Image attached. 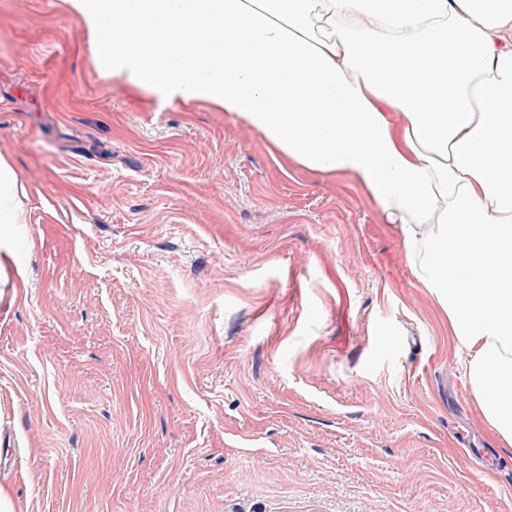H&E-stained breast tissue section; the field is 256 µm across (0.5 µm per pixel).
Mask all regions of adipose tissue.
<instances>
[{
	"mask_svg": "<svg viewBox=\"0 0 512 512\" xmlns=\"http://www.w3.org/2000/svg\"><path fill=\"white\" fill-rule=\"evenodd\" d=\"M103 72L239 115L399 227L512 447V0H66ZM0 158V261L25 234Z\"/></svg>",
	"mask_w": 512,
	"mask_h": 512,
	"instance_id": "adipose-tissue-1",
	"label": "adipose tissue"
}]
</instances>
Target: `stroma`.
Masks as SVG:
<instances>
[{"label":"stroma","mask_w":512,"mask_h":512,"mask_svg":"<svg viewBox=\"0 0 512 512\" xmlns=\"http://www.w3.org/2000/svg\"><path fill=\"white\" fill-rule=\"evenodd\" d=\"M0 302L17 512H512L396 225L231 112L102 75L64 0H0ZM25 187L6 159L0 157V276H5L3 258L10 259L16 276H24V265L17 258V244L21 236L26 237L22 222Z\"/></svg>","instance_id":"stroma-1"}]
</instances>
